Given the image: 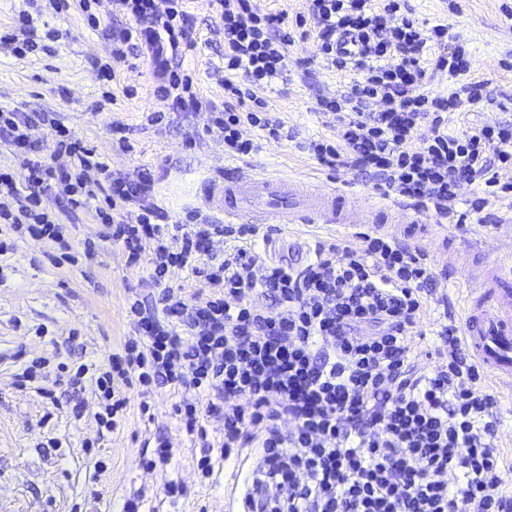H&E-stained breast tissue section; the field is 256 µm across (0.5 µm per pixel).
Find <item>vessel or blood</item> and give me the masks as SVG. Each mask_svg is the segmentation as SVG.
Instances as JSON below:
<instances>
[{
  "label": "vessel or blood",
  "mask_w": 512,
  "mask_h": 512,
  "mask_svg": "<svg viewBox=\"0 0 512 512\" xmlns=\"http://www.w3.org/2000/svg\"><path fill=\"white\" fill-rule=\"evenodd\" d=\"M206 205L224 216L226 223L356 224L368 212L377 224H411L407 207L394 202L376 204L345 191L289 177L235 173L208 182ZM449 249H461L485 267L477 281L467 282L463 296L464 341L472 357L501 387L512 390V252L491 258L492 247L482 238L456 239L446 234Z\"/></svg>",
  "instance_id": "obj_1"
}]
</instances>
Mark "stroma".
Segmentation results:
<instances>
[{"mask_svg":"<svg viewBox=\"0 0 512 512\" xmlns=\"http://www.w3.org/2000/svg\"><path fill=\"white\" fill-rule=\"evenodd\" d=\"M406 2L418 21L447 25V43L463 45L473 61L468 80L488 85L498 101L494 107L448 113L449 130L503 120L499 103L512 109V19L504 16L502 6L512 0H456L453 14L449 0ZM192 12L198 45L187 51L184 66L199 96L219 104L224 100V34L210 0H194ZM38 22L58 29L62 38L50 55L41 52L20 60L0 51V106L56 113L109 157L113 170L133 175L150 169L154 201L172 219L198 209L221 220V213L206 207L204 186L223 179L235 162L225 157L222 138L208 132V112H170L167 101L155 96L152 69L142 60L120 66L114 87L99 82L89 60L103 55L106 43L79 10L58 17L46 12ZM314 51L313 39H296L283 73L271 84L252 87L255 100L265 103L272 118L285 122L292 138L276 142L250 131L258 148L247 162L265 174L305 182L328 179L359 197L373 196L371 183L336 174L301 148L307 139L332 136L316 100L335 95L342 84L339 75L323 67L308 75L298 66V59ZM151 112L164 113L163 123L148 124L145 116ZM111 119L130 126L132 151L113 146L106 131ZM485 213L487 226L471 217L466 232L480 231L507 243L512 238V195L492 199ZM345 238L341 229L323 224L293 226L276 236L271 254H286L292 245L307 251L315 241ZM58 251L55 242L41 240L0 255V266L10 267L0 282V512H123L125 502L138 495L146 512H225V476L248 478L255 457H231L216 465L211 476H202L201 450L179 428L175 397L155 393L149 414L131 409L123 430L102 434L92 417L70 419L71 392L55 389L49 400L13 386L12 356L20 350L27 358L45 356L57 365L105 366L113 349L132 334L129 297L155 293L146 266L128 265L112 243H100L94 258L76 267L51 265L47 257ZM52 437L60 439V447H48ZM160 439L171 442L174 456L167 465L148 468ZM170 480L181 484L182 495L166 496L164 485Z\"/></svg>","mask_w":512,"mask_h":512,"instance_id":"obj_1","label":"stroma"}]
</instances>
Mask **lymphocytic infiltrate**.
<instances>
[{"label": "lymphocytic infiltrate", "mask_w": 512, "mask_h": 512, "mask_svg": "<svg viewBox=\"0 0 512 512\" xmlns=\"http://www.w3.org/2000/svg\"><path fill=\"white\" fill-rule=\"evenodd\" d=\"M224 27V69L250 84L270 83L286 64L295 37L281 15L256 0H214ZM88 24L101 29L105 57L90 60L99 80L117 78L128 57L146 58L157 96L176 112H211V126L228 155H250L243 127L288 138L282 122L246 104V92L224 82V103H203L180 58L194 42L189 0H79ZM400 0H309L316 56L344 76L340 93L319 98L336 124L333 139L305 150L330 170L364 174L377 190L407 202L439 224H462L490 199L512 193V121L449 131L443 115L490 101L462 46L444 47L446 25L426 26L400 16ZM124 17L128 26L102 24ZM400 23H393V16ZM360 45L337 49L339 36ZM59 32H37L32 14L19 12L0 33V48L23 58L48 51ZM440 46L431 70L459 83L450 93L421 92L426 54ZM380 111H370L372 101ZM427 136H418L421 126ZM53 132L51 145L34 138ZM0 142L25 170L0 168V223L17 240L59 245L53 265L93 259L97 241L120 246L129 264L148 261L159 293L153 303L128 300L134 335L107 367L82 363L68 377H51L48 358L16 374L26 388L47 378L74 389L92 376L98 428L122 429L131 406L149 413V397L165 388L179 398L175 411L185 433L203 450L202 475L241 449L256 448L250 503L259 512H512V491L500 477L506 465L495 441L503 425L500 398L469 355L459 326L442 325L435 361L419 363L417 340L437 298L444 271L420 249L376 232L341 244L316 243L314 257L295 268L260 252L269 241L255 224H215L200 212L171 221L154 199L146 170L129 176L49 112L0 108ZM67 156L69 165L48 163ZM483 182L468 212L456 209L461 184ZM55 185L64 202L46 211L42 192ZM89 213L96 238L73 243L67 223ZM223 252H214V239ZM190 271L203 288L186 294L175 271ZM224 421L209 437L207 418Z\"/></svg>", "instance_id": "obj_1"}]
</instances>
